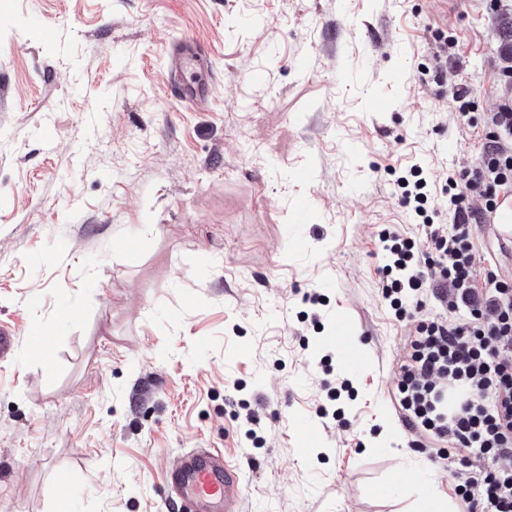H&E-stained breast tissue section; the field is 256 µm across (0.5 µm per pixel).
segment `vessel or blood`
<instances>
[{"mask_svg":"<svg viewBox=\"0 0 512 512\" xmlns=\"http://www.w3.org/2000/svg\"><path fill=\"white\" fill-rule=\"evenodd\" d=\"M194 54L190 47L169 51L172 82H179ZM171 484L189 504V512H221L240 497L237 467L218 449H201L187 455L170 474Z\"/></svg>","mask_w":512,"mask_h":512,"instance_id":"obj_1","label":"vessel or blood"}]
</instances>
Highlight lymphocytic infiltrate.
<instances>
[{
  "instance_id": "f902f5d3",
  "label": "lymphocytic infiltrate",
  "mask_w": 512,
  "mask_h": 512,
  "mask_svg": "<svg viewBox=\"0 0 512 512\" xmlns=\"http://www.w3.org/2000/svg\"><path fill=\"white\" fill-rule=\"evenodd\" d=\"M478 158L443 173L452 221L435 223L425 181L402 203L420 217L417 236L390 224L378 235L390 258L379 288L396 318L417 316L394 399L409 432L452 460L465 512H512V280L477 271L476 231L512 196V96L486 113ZM439 314L429 316L428 302Z\"/></svg>"
}]
</instances>
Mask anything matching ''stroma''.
I'll return each mask as SVG.
<instances>
[{
	"instance_id": "35a3bbf8",
	"label": "stroma",
	"mask_w": 512,
	"mask_h": 512,
	"mask_svg": "<svg viewBox=\"0 0 512 512\" xmlns=\"http://www.w3.org/2000/svg\"><path fill=\"white\" fill-rule=\"evenodd\" d=\"M502 33L485 0H0V512H160L199 448L242 512H462L396 411L415 321L378 232L409 222L400 169L478 157L451 89L496 108ZM176 43L205 102L170 87ZM340 311L367 364L328 374ZM337 374L343 428L316 413Z\"/></svg>"
}]
</instances>
